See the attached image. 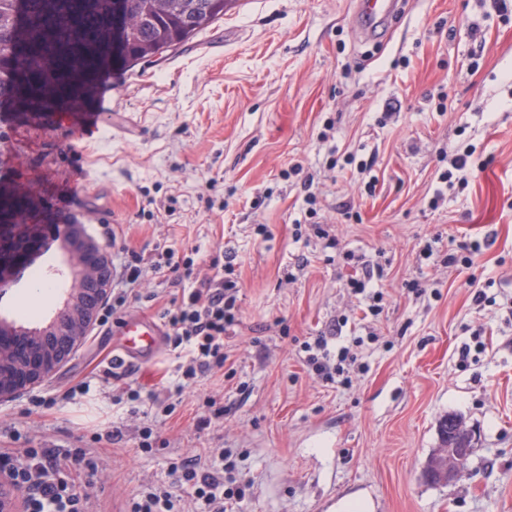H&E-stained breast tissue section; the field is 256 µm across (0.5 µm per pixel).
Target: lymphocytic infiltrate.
<instances>
[{
    "label": "lymphocytic infiltrate",
    "instance_id": "lymphocytic-infiltrate-1",
    "mask_svg": "<svg viewBox=\"0 0 512 512\" xmlns=\"http://www.w3.org/2000/svg\"><path fill=\"white\" fill-rule=\"evenodd\" d=\"M167 272L181 273L190 279L195 275L191 259H176L173 248H163L159 259L122 265L112 301L106 314L113 323H120L128 298L147 277ZM231 267L215 268L214 276L201 281L181 297L173 299L171 309L163 317L168 336L174 348H186L187 364L184 379H195L197 374L223 368L227 356L224 338L238 323L237 283L232 280ZM308 366L324 382L335 383L343 375V362L352 358L350 348H341L337 356H330L324 337L306 345ZM85 465L97 470L98 463L86 448H30L23 458L12 462L13 483L24 497L26 512H94L98 490L94 480L76 484L59 469L58 460ZM235 464L232 452L217 449L207 456L180 457L171 462L168 483L149 485L136 499L129 501L126 512H186L194 506L195 512H227L229 505L244 497L246 486L234 483Z\"/></svg>",
    "mask_w": 512,
    "mask_h": 512
}]
</instances>
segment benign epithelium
I'll list each match as a JSON object with an SVG mask.
<instances>
[{"label": "benign epithelium", "instance_id": "benign-epithelium-1", "mask_svg": "<svg viewBox=\"0 0 512 512\" xmlns=\"http://www.w3.org/2000/svg\"><path fill=\"white\" fill-rule=\"evenodd\" d=\"M112 30L88 36L81 42L64 44L63 54L91 49L102 64L110 59ZM0 224V287L8 283L9 273L26 254L39 247L32 235L4 236ZM63 249L72 267L69 298L45 327L19 329L0 320V402L28 388L40 385L64 366L93 328L100 308L112 285L111 258L107 250L87 240L78 225H68ZM471 445L460 446L440 440V448L430 457L424 471L433 484H450L463 473ZM0 512H14L11 479L0 471Z\"/></svg>", "mask_w": 512, "mask_h": 512}]
</instances>
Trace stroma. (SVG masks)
<instances>
[{"instance_id":"35a3bbf8","label":"stroma","mask_w":512,"mask_h":512,"mask_svg":"<svg viewBox=\"0 0 512 512\" xmlns=\"http://www.w3.org/2000/svg\"><path fill=\"white\" fill-rule=\"evenodd\" d=\"M403 2L366 39L357 0H236L177 49L95 73L91 107L135 122L90 138L84 114L0 98V192L24 198L20 223L41 234L85 214L113 267L162 244L194 250L203 277L219 257L239 288L223 369L187 385L172 417L121 396L175 378L170 342L117 380V326L98 322L48 380L0 401L1 467L31 447L99 449L97 473H67L94 478L99 512H118L171 458L228 448L250 484L236 512H512V0ZM456 153L464 183L445 179ZM475 245L472 266H448ZM365 263L378 274L353 293ZM64 266L58 248L34 251L0 288V318L47 323L63 282L33 319L16 304L33 270ZM181 288L149 280L125 310L162 318ZM321 335L333 353L355 346L351 384L308 369L303 344ZM210 396L226 412L202 428ZM451 413L475 452L435 485L423 471Z\"/></svg>"}]
</instances>
